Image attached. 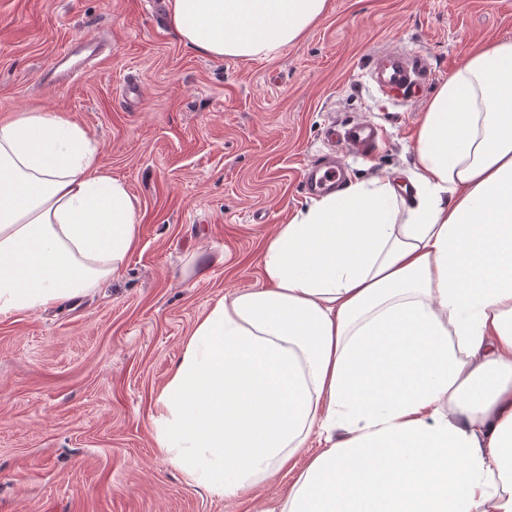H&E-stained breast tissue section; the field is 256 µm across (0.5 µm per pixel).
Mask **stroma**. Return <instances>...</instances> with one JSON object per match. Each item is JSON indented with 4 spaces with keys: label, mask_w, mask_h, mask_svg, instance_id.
<instances>
[{
    "label": "stroma",
    "mask_w": 512,
    "mask_h": 512,
    "mask_svg": "<svg viewBox=\"0 0 512 512\" xmlns=\"http://www.w3.org/2000/svg\"><path fill=\"white\" fill-rule=\"evenodd\" d=\"M94 35L106 49L90 71L45 80L59 53ZM504 38L512 0H329L297 41L222 60L182 44L165 0H0V119L55 112L78 123L141 216L112 280L0 319V512H257L274 499L318 438L287 478L217 497L160 453L154 400L212 305L262 285L263 244L311 202L300 172L325 153L324 128L383 125L372 158L345 156L350 179L408 182L429 100ZM392 48L427 60L421 97H389L371 80L375 53ZM195 254L212 265L199 270Z\"/></svg>",
    "instance_id": "1"
}]
</instances>
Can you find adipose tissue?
Segmentation results:
<instances>
[{"instance_id": "ef3b65f1", "label": "adipose tissue", "mask_w": 512, "mask_h": 512, "mask_svg": "<svg viewBox=\"0 0 512 512\" xmlns=\"http://www.w3.org/2000/svg\"><path fill=\"white\" fill-rule=\"evenodd\" d=\"M328 0H168L195 53L298 40ZM411 195L387 177L312 200L262 249L264 284L198 321L154 401L160 451L219 497L322 447L260 512H512V40L429 102ZM140 218L87 130L0 120V317L119 272Z\"/></svg>"}]
</instances>
